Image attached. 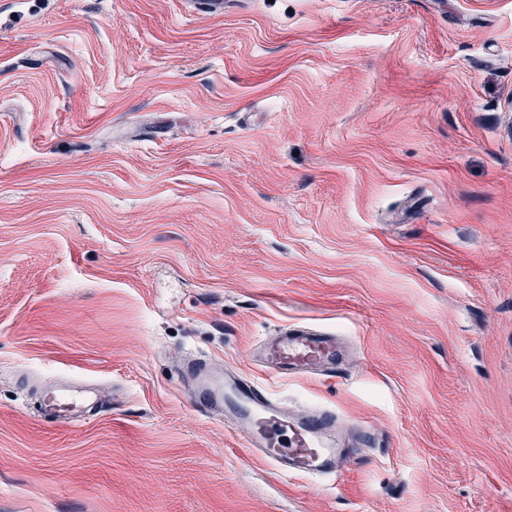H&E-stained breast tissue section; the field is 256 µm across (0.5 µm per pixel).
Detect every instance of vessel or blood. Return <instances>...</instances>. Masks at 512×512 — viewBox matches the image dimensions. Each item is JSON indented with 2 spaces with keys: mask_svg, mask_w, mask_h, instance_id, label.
<instances>
[{
  "mask_svg": "<svg viewBox=\"0 0 512 512\" xmlns=\"http://www.w3.org/2000/svg\"><path fill=\"white\" fill-rule=\"evenodd\" d=\"M339 352L335 337L292 328L267 339L260 357L275 377L288 378L332 368ZM186 367L197 375L201 408L231 420L247 453L282 473L293 470L314 476L335 472L336 451L325 443L328 435L340 429L335 414L291 412L253 381L230 373L216 378L196 359L188 360ZM96 400L91 388H64L51 394V412L65 420Z\"/></svg>",
  "mask_w": 512,
  "mask_h": 512,
  "instance_id": "1",
  "label": "vessel or blood"
}]
</instances>
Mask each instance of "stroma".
Returning a JSON list of instances; mask_svg holds the SVG:
<instances>
[{
	"label": "stroma",
	"mask_w": 512,
	"mask_h": 512,
	"mask_svg": "<svg viewBox=\"0 0 512 512\" xmlns=\"http://www.w3.org/2000/svg\"><path fill=\"white\" fill-rule=\"evenodd\" d=\"M0 512H512V0H0ZM335 372L251 359L283 327ZM346 419L282 475L182 369ZM87 380L65 423L44 385Z\"/></svg>",
	"instance_id": "35a3bbf8"
}]
</instances>
